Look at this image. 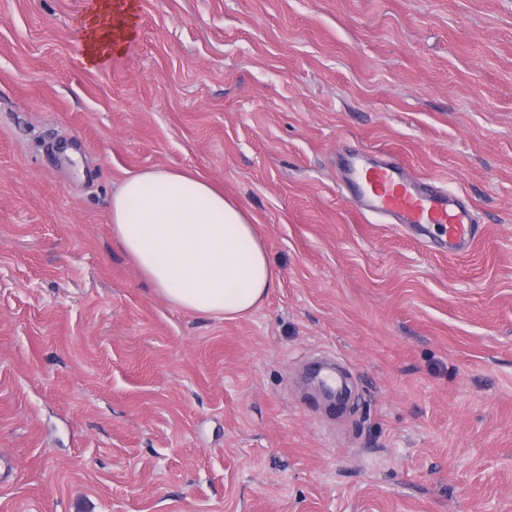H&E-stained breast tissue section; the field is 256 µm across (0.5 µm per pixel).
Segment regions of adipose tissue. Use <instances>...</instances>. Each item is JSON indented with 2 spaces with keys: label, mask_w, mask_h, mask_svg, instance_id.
<instances>
[{
  "label": "adipose tissue",
  "mask_w": 512,
  "mask_h": 512,
  "mask_svg": "<svg viewBox=\"0 0 512 512\" xmlns=\"http://www.w3.org/2000/svg\"><path fill=\"white\" fill-rule=\"evenodd\" d=\"M113 0H97L83 19L86 67L120 50ZM112 231L120 247L173 306L227 319L259 307L278 271L249 215L208 179L154 168L125 178L112 194Z\"/></svg>",
  "instance_id": "ef3b65f1"
}]
</instances>
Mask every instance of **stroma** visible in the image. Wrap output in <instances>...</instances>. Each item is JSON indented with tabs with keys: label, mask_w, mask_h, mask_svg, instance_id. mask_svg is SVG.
I'll use <instances>...</instances> for the list:
<instances>
[{
	"label": "stroma",
	"mask_w": 512,
	"mask_h": 512,
	"mask_svg": "<svg viewBox=\"0 0 512 512\" xmlns=\"http://www.w3.org/2000/svg\"><path fill=\"white\" fill-rule=\"evenodd\" d=\"M93 2L0 0V512H512V0H137L92 70ZM380 149L469 199L468 254L341 193ZM152 167L252 216V313L115 243Z\"/></svg>",
	"instance_id": "obj_1"
}]
</instances>
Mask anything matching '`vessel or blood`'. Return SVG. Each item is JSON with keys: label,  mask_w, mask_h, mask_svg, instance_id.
<instances>
[{"label": "vessel or blood", "mask_w": 512, "mask_h": 512, "mask_svg": "<svg viewBox=\"0 0 512 512\" xmlns=\"http://www.w3.org/2000/svg\"><path fill=\"white\" fill-rule=\"evenodd\" d=\"M344 186L365 210L394 224L415 226L421 235L439 227L447 236L449 254L466 251L478 228L469 201L433 181L411 178L397 154L380 150L370 155L352 154L343 162Z\"/></svg>", "instance_id": "1"}]
</instances>
